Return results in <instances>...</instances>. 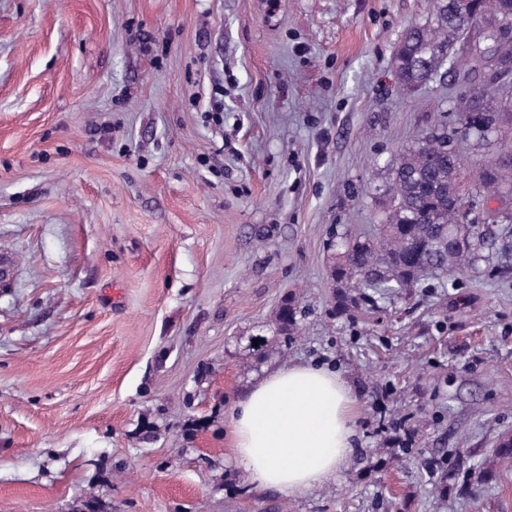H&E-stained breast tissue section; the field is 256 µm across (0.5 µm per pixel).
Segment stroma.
<instances>
[{"mask_svg": "<svg viewBox=\"0 0 512 512\" xmlns=\"http://www.w3.org/2000/svg\"><path fill=\"white\" fill-rule=\"evenodd\" d=\"M427 0H0V512H512V275L331 315L338 226L463 84L400 87ZM306 309L274 335L284 295ZM265 341L262 349L252 338ZM338 370L339 479L259 491L225 412Z\"/></svg>", "mask_w": 512, "mask_h": 512, "instance_id": "35a3bbf8", "label": "stroma"}]
</instances>
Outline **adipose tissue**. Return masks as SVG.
Returning <instances> with one entry per match:
<instances>
[{"label": "adipose tissue", "mask_w": 512, "mask_h": 512, "mask_svg": "<svg viewBox=\"0 0 512 512\" xmlns=\"http://www.w3.org/2000/svg\"><path fill=\"white\" fill-rule=\"evenodd\" d=\"M357 409L337 370L313 362L279 367L229 407L232 459L255 489L304 495L347 468L358 438Z\"/></svg>", "instance_id": "ef3b65f1"}]
</instances>
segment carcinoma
<instances>
[{
    "instance_id": "cac0c4a2",
    "label": "carcinoma",
    "mask_w": 512,
    "mask_h": 512,
    "mask_svg": "<svg viewBox=\"0 0 512 512\" xmlns=\"http://www.w3.org/2000/svg\"><path fill=\"white\" fill-rule=\"evenodd\" d=\"M454 2L428 0L425 23L410 26L398 42L393 67L402 87L412 89L433 80L469 46L486 70L498 58L512 56V41L498 39L493 22L484 15L491 9L512 23V0H470L465 11ZM461 80L470 88L454 104L453 126L422 133L414 147L391 161V182L376 189L388 200L376 234L333 232L335 316L351 318L354 311L374 309L383 299L426 293L436 286L456 287L468 270L489 260L482 224H498L499 237H512V213L471 216L460 185L467 163L460 144L494 137L500 149L480 164L476 185L491 195H512V139L501 131L503 115L511 113L512 106L497 103V90L486 79L465 70ZM431 278L438 283H429ZM302 313L299 299L284 298L274 314V332L297 334Z\"/></svg>"
}]
</instances>
